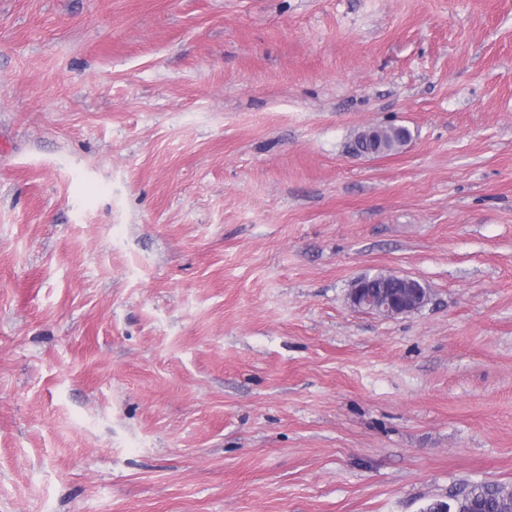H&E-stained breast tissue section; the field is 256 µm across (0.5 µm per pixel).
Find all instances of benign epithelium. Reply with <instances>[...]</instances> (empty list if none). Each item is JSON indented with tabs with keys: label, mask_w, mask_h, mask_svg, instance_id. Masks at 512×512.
<instances>
[{
	"label": "benign epithelium",
	"mask_w": 512,
	"mask_h": 512,
	"mask_svg": "<svg viewBox=\"0 0 512 512\" xmlns=\"http://www.w3.org/2000/svg\"><path fill=\"white\" fill-rule=\"evenodd\" d=\"M380 127L369 126L362 131L368 141L354 147L361 155L382 156L377 146ZM348 298L352 307L384 317H396L416 312L426 301L417 280L403 276L397 280L386 274L379 280H370L363 276L355 280L349 290Z\"/></svg>",
	"instance_id": "7a95c632"
}]
</instances>
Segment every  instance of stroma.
I'll list each match as a JSON object with an SVG mask.
<instances>
[{
    "label": "stroma",
    "mask_w": 512,
    "mask_h": 512,
    "mask_svg": "<svg viewBox=\"0 0 512 512\" xmlns=\"http://www.w3.org/2000/svg\"><path fill=\"white\" fill-rule=\"evenodd\" d=\"M412 137L352 154L370 125ZM378 272L420 311L354 309ZM512 487V0H0V512H425ZM462 499L481 501L487 505L485 508L489 509V511L484 512H497L494 504L506 505L512 503V490H508L505 486L497 483H474L466 485L449 495V501L459 502Z\"/></svg>",
    "instance_id": "35a3bbf8"
}]
</instances>
